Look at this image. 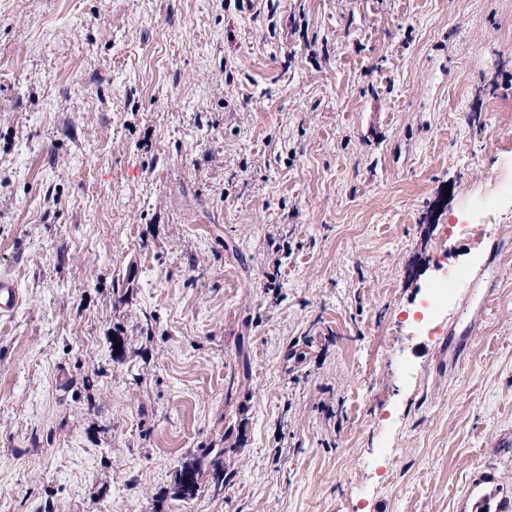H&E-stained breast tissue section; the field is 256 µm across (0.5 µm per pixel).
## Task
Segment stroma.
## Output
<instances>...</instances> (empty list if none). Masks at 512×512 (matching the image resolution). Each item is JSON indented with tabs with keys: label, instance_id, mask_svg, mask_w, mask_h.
<instances>
[{
	"label": "stroma",
	"instance_id": "1",
	"mask_svg": "<svg viewBox=\"0 0 512 512\" xmlns=\"http://www.w3.org/2000/svg\"><path fill=\"white\" fill-rule=\"evenodd\" d=\"M502 180L512 0H0V512H497ZM469 327H458L457 322L448 329V363L456 365L464 359V353L470 341ZM213 456L205 464L204 460L208 456ZM208 467L211 476V488L214 494L219 495L224 492V481L227 472L224 471V448H209L207 455L198 461L197 465L185 468L179 472L178 482L181 488V495L184 497H192L197 490L198 477L203 465Z\"/></svg>",
	"mask_w": 512,
	"mask_h": 512
}]
</instances>
